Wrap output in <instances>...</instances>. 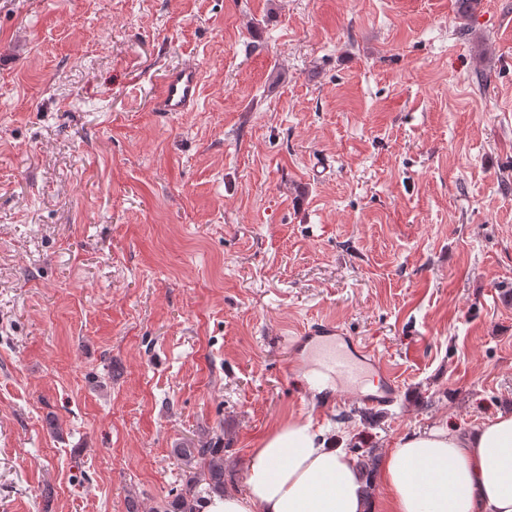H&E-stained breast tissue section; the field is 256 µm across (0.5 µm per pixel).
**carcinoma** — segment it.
<instances>
[{"mask_svg":"<svg viewBox=\"0 0 512 512\" xmlns=\"http://www.w3.org/2000/svg\"><path fill=\"white\" fill-rule=\"evenodd\" d=\"M174 453L199 470L185 476L181 488L167 501L163 512H200L204 496L224 494V442L215 439L200 440L193 445L174 449Z\"/></svg>","mask_w":512,"mask_h":512,"instance_id":"1","label":"carcinoma"}]
</instances>
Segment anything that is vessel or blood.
<instances>
[{
	"instance_id": "obj_1",
	"label": "vessel or blood",
	"mask_w": 512,
	"mask_h": 512,
	"mask_svg": "<svg viewBox=\"0 0 512 512\" xmlns=\"http://www.w3.org/2000/svg\"><path fill=\"white\" fill-rule=\"evenodd\" d=\"M201 72L196 64L187 62L175 66L165 74L154 101L158 112L191 111L199 96ZM336 328L331 324H320L304 328L299 343L308 344L322 339L317 352L315 366L322 375L336 378L343 388L371 409L378 410L395 403L398 383L389 366L369 345H357L355 353H348L335 341ZM375 371L382 385L375 392L362 393L361 388L367 371Z\"/></svg>"
}]
</instances>
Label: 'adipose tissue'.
Instances as JSON below:
<instances>
[{
	"label": "adipose tissue",
	"instance_id": "adipose-tissue-1",
	"mask_svg": "<svg viewBox=\"0 0 512 512\" xmlns=\"http://www.w3.org/2000/svg\"><path fill=\"white\" fill-rule=\"evenodd\" d=\"M392 512H512V411L472 429L409 433L385 457ZM245 493L205 499L202 512H371L356 460L311 423L288 422L252 449Z\"/></svg>",
	"mask_w": 512,
	"mask_h": 512
}]
</instances>
